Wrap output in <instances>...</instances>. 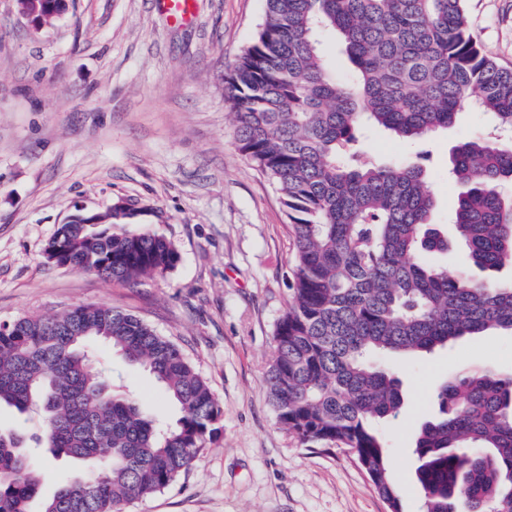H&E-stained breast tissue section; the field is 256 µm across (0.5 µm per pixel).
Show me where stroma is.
I'll return each instance as SVG.
<instances>
[{
  "mask_svg": "<svg viewBox=\"0 0 512 512\" xmlns=\"http://www.w3.org/2000/svg\"><path fill=\"white\" fill-rule=\"evenodd\" d=\"M264 0H197L174 25L155 0H66L41 25L0 0V322L80 305L132 313L172 340L223 408L221 432L164 492L127 512H387L344 448H305L280 424L264 383L288 307L291 226L270 180L238 151L224 76L255 35ZM484 51L512 68V0H466ZM471 107L416 144L374 130L360 150L383 164L429 150L430 222L448 236L438 262L479 277L453 238L461 191L453 147L492 134ZM136 210L135 227L173 241L177 266L117 284L49 262L44 249L75 207ZM115 380L153 414L173 417L154 380L109 347ZM399 414L380 423L403 512H422L414 436L452 370L512 373V334L470 336L434 354L389 359Z\"/></svg>",
  "mask_w": 512,
  "mask_h": 512,
  "instance_id": "35a3bbf8",
  "label": "stroma"
}]
</instances>
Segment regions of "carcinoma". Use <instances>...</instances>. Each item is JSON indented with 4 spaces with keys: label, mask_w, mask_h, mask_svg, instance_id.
Masks as SVG:
<instances>
[{
    "label": "carcinoma",
    "mask_w": 512,
    "mask_h": 512,
    "mask_svg": "<svg viewBox=\"0 0 512 512\" xmlns=\"http://www.w3.org/2000/svg\"><path fill=\"white\" fill-rule=\"evenodd\" d=\"M465 0H265L252 42L224 76L239 151L275 185L295 243L288 309L265 385L279 421L307 448L343 446L367 467L390 512H403L378 423L403 405L382 357L411 358L457 340L512 332V280L475 281L431 262L448 241L430 226L434 199L414 162L377 164L357 150L378 127L422 141L475 104L512 130V68L483 53ZM339 37L352 72L324 58ZM456 240L473 265L512 267V146L464 138ZM62 224L50 257L117 283L180 260L155 231ZM147 372L177 411L148 415L112 383L91 343ZM438 412L414 453L423 512H512V375L464 367L435 393ZM33 431H0V512H125L164 490L221 431L214 392L170 339L134 314L82 305L0 324V407ZM87 464L40 497L34 457Z\"/></svg>",
    "instance_id": "obj_1"
}]
</instances>
